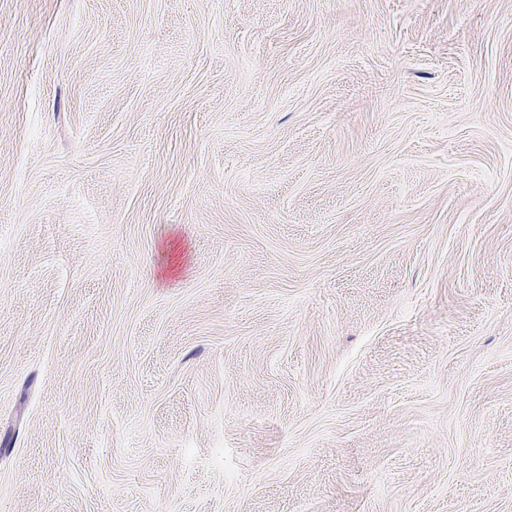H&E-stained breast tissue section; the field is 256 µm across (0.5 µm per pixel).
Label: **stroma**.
<instances>
[{"mask_svg":"<svg viewBox=\"0 0 512 512\" xmlns=\"http://www.w3.org/2000/svg\"><path fill=\"white\" fill-rule=\"evenodd\" d=\"M0 512H512V0H0Z\"/></svg>","mask_w":512,"mask_h":512,"instance_id":"35a3bbf8","label":"stroma"}]
</instances>
